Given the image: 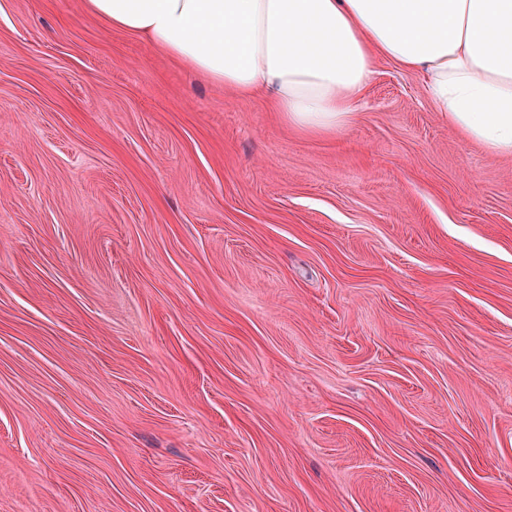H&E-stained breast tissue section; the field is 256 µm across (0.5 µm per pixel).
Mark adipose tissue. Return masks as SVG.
Returning <instances> with one entry per match:
<instances>
[{"mask_svg": "<svg viewBox=\"0 0 512 512\" xmlns=\"http://www.w3.org/2000/svg\"><path fill=\"white\" fill-rule=\"evenodd\" d=\"M112 29L289 125H348L377 59L424 75L451 128L512 154V0H84Z\"/></svg>", "mask_w": 512, "mask_h": 512, "instance_id": "ef3b65f1", "label": "adipose tissue"}]
</instances>
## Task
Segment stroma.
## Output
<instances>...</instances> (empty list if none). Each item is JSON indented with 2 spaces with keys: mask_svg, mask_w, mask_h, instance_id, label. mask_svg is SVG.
I'll return each mask as SVG.
<instances>
[{
  "mask_svg": "<svg viewBox=\"0 0 512 512\" xmlns=\"http://www.w3.org/2000/svg\"><path fill=\"white\" fill-rule=\"evenodd\" d=\"M0 512H512V155L0 0Z\"/></svg>",
  "mask_w": 512,
  "mask_h": 512,
  "instance_id": "35a3bbf8",
  "label": "stroma"
}]
</instances>
